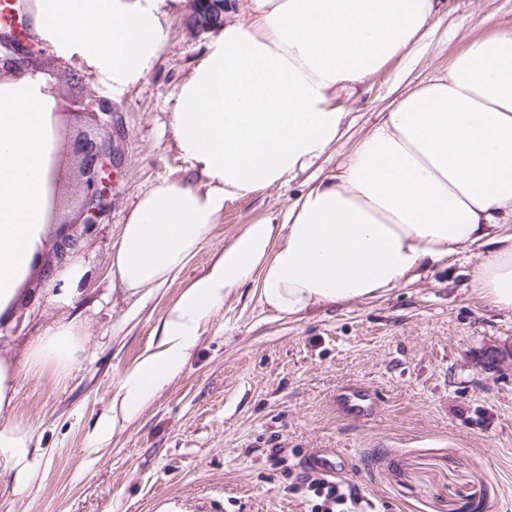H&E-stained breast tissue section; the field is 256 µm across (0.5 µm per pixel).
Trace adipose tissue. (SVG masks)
Listing matches in <instances>:
<instances>
[{"instance_id":"adipose-tissue-1","label":"adipose tissue","mask_w":512,"mask_h":512,"mask_svg":"<svg viewBox=\"0 0 512 512\" xmlns=\"http://www.w3.org/2000/svg\"><path fill=\"white\" fill-rule=\"evenodd\" d=\"M176 0H31L33 34L120 94L152 69ZM248 20L213 30L178 86L171 131L205 188L165 180L139 197L111 266L137 294L165 285L210 239L226 202L283 184L336 141L339 93L410 55L435 0H247ZM59 85L41 71L0 73V321L54 230ZM512 30L473 40L446 72L405 90L351 150L340 173L245 225L183 289L163 339L123 375L120 417L136 416L183 368L202 325L234 288L258 284L294 315L381 295L459 250L485 254L474 280L512 309ZM84 329L60 320L33 345L30 369L67 377ZM117 417V418H120ZM117 418L104 416L99 438ZM29 432L0 428V467L25 473Z\"/></svg>"}]
</instances>
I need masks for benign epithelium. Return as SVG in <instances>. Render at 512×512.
Instances as JSON below:
<instances>
[{
	"label": "benign epithelium",
	"mask_w": 512,
	"mask_h": 512,
	"mask_svg": "<svg viewBox=\"0 0 512 512\" xmlns=\"http://www.w3.org/2000/svg\"><path fill=\"white\" fill-rule=\"evenodd\" d=\"M232 0H192L188 27L196 34L207 32L222 24L227 18V6ZM0 44L9 49L13 57L4 60L6 67L17 71L25 69L24 61L29 59L25 35L15 26H9V32L0 34ZM73 158L79 163V176L82 185L78 214L81 224L89 228L100 219L110 193L112 166L116 161V150L111 137L101 133L97 135L81 134L69 139L65 147V159ZM71 223L62 222V231L53 238V254L63 260L75 249L78 239L70 233Z\"/></svg>",
	"instance_id": "1"
}]
</instances>
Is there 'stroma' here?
I'll return each mask as SVG.
<instances>
[{
  "instance_id": "35a3bbf8",
  "label": "stroma",
  "mask_w": 512,
  "mask_h": 512,
  "mask_svg": "<svg viewBox=\"0 0 512 512\" xmlns=\"http://www.w3.org/2000/svg\"><path fill=\"white\" fill-rule=\"evenodd\" d=\"M191 0L167 18L150 73L122 95L33 43L35 66L60 86L64 135L106 127L119 153L98 223L76 228L88 268L67 307L50 303L41 270L10 321L0 357L22 366L54 322L76 319L85 350L68 379L23 371L0 426L29 430L39 460L24 488L0 472V512H310L290 490L317 476L327 454L336 480L376 512H512V365L488 354L512 347V311L473 284L479 249H465L383 296L316 305L294 316L268 308L257 285L234 289L203 327L183 370L131 421L97 441L120 380L182 288L204 274L242 228L284 212L349 151L407 88L445 71L475 39L512 27V0H439L414 55L389 62L337 105L343 135L284 185L226 204L213 235L172 282L145 296L121 287L110 262L140 194L188 173L171 132L174 94L207 34L190 33ZM367 395L363 411L344 394Z\"/></svg>"
}]
</instances>
